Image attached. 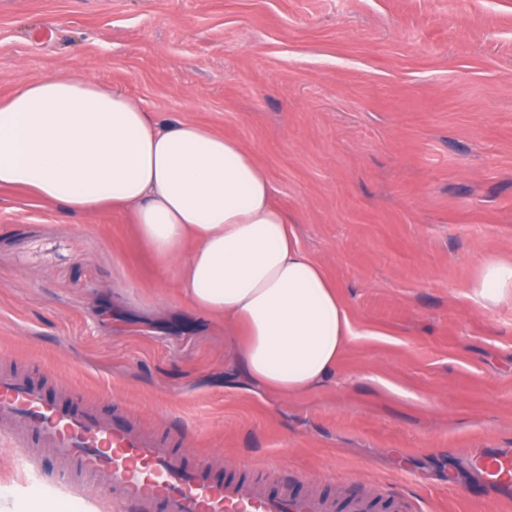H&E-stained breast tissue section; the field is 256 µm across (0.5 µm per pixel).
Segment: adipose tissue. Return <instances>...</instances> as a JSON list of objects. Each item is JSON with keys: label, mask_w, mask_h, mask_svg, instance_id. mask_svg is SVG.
<instances>
[{"label": "adipose tissue", "mask_w": 512, "mask_h": 512, "mask_svg": "<svg viewBox=\"0 0 512 512\" xmlns=\"http://www.w3.org/2000/svg\"><path fill=\"white\" fill-rule=\"evenodd\" d=\"M0 187L77 214L129 211L139 240L177 267L185 300L241 330L243 372L263 387L316 385L354 334L255 158L197 123L153 124L120 90L61 73L0 101ZM471 292L512 304V261L487 256Z\"/></svg>", "instance_id": "1"}]
</instances>
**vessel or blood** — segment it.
Wrapping results in <instances>:
<instances>
[{
  "mask_svg": "<svg viewBox=\"0 0 512 512\" xmlns=\"http://www.w3.org/2000/svg\"><path fill=\"white\" fill-rule=\"evenodd\" d=\"M0 444L13 450L24 483L41 475L42 452L67 461L70 480L91 500L115 512H401L397 501L352 496L345 501L270 490L266 480L242 474L215 480L188 464L176 441L132 422L110 420L91 406L47 397L24 377L0 372ZM473 473L499 497L512 498V448L469 452Z\"/></svg>",
  "mask_w": 512,
  "mask_h": 512,
  "instance_id": "1",
  "label": "vessel or blood"
}]
</instances>
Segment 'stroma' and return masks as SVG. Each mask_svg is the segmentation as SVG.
<instances>
[{"instance_id":"obj_1","label":"stroma","mask_w":512,"mask_h":512,"mask_svg":"<svg viewBox=\"0 0 512 512\" xmlns=\"http://www.w3.org/2000/svg\"><path fill=\"white\" fill-rule=\"evenodd\" d=\"M63 72L237 139L355 335L295 395L250 383L238 331L180 297L129 213L0 190V370L178 440L217 479L378 492L413 512H512L468 466L512 448V305L470 290L512 259V0H0V98ZM0 512L76 490L17 482Z\"/></svg>"}]
</instances>
